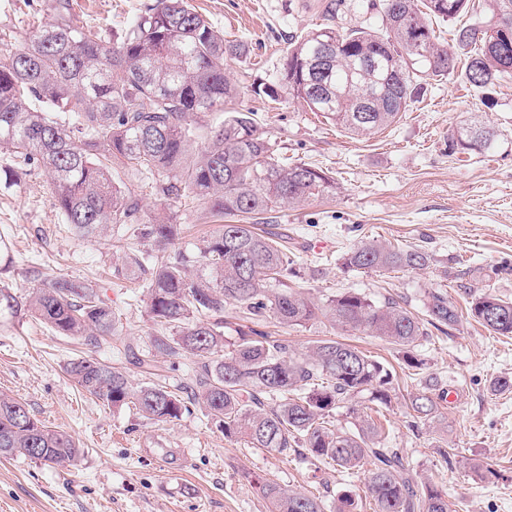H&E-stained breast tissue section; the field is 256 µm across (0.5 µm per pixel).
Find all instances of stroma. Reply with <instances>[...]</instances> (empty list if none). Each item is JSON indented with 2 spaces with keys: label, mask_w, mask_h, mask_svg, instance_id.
Here are the masks:
<instances>
[{
  "label": "stroma",
  "mask_w": 512,
  "mask_h": 512,
  "mask_svg": "<svg viewBox=\"0 0 512 512\" xmlns=\"http://www.w3.org/2000/svg\"><path fill=\"white\" fill-rule=\"evenodd\" d=\"M155 0H70L74 23L103 40L122 33ZM227 40L246 46L227 73L240 89L238 106L253 112L258 130L282 162H305L335 177V197L269 213L272 230L288 231L300 270L297 284L316 295L353 290L374 302L391 297L422 313L426 289L447 291L465 307L464 288L512 297V79L477 89L455 74L428 82L394 125L354 137L302 102L276 104L251 87L275 77L291 39L333 25L345 31L376 23L373 0H189ZM58 0H0V42L16 47L33 20L53 22ZM493 128L492 154H449L452 129L470 119ZM185 228L181 248L193 255L198 239L217 230L204 205L175 204ZM374 239L424 248L436 264L423 271L353 272L342 256ZM150 253L134 236L78 237L59 214L43 170L18 184L0 182V287L24 296L63 276L93 288L120 318L121 335L87 344L62 336L26 312L0 309V393L26 403L31 414L71 435L81 450L74 466L58 469L22 455L0 456V512H268L257 480L332 499L341 488L363 492L365 473H349L314 458L284 457L225 437L200 406L172 423L145 418L80 390L68 362L90 356L121 368L133 387L153 378L135 365L162 328L148 315L138 281L117 270L118 249ZM450 276L441 279L440 264ZM261 330L298 353L315 341L346 343L398 369L387 447L400 449L415 481L444 487L457 512H512V394L495 395L489 382L512 377V338H497L472 320L451 332L432 330L416 349L424 361L414 376L400 367L387 342L342 336L329 323L288 327L267 318ZM450 393L438 419L407 426L406 404L426 375ZM455 449L452 461L442 452Z\"/></svg>",
  "instance_id": "1"
}]
</instances>
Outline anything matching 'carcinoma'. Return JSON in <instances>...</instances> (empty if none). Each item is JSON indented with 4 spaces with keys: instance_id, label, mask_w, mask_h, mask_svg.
<instances>
[{
    "instance_id": "carcinoma-1",
    "label": "carcinoma",
    "mask_w": 512,
    "mask_h": 512,
    "mask_svg": "<svg viewBox=\"0 0 512 512\" xmlns=\"http://www.w3.org/2000/svg\"><path fill=\"white\" fill-rule=\"evenodd\" d=\"M469 0H381V31L341 33L324 26L289 43L279 76L254 93L274 102L282 90L310 111L353 136H370L397 123L421 96L423 81L461 71L465 82L487 88L512 78V0H484L485 24L464 20ZM454 24L448 45L430 17ZM244 46L224 40L187 0H155L125 31L105 43L98 32L73 24L69 0L54 22H35L29 36L0 58V148L17 154V182L35 164L52 185L64 223L93 239L114 224H128L150 243L146 267L138 251L124 252L121 272L143 279L151 318L169 332L151 338L155 356L138 360L144 372L160 370L155 357L196 358L195 391L186 400L154 383L133 388L125 372L95 358H78L68 375L89 395L119 408L134 404L148 419L173 422L200 405L224 431L253 448L281 456L306 454L346 470L370 465L366 497L373 512H456L448 492L415 484L400 450L382 446L383 430L366 413L392 405L395 369L347 343L317 342L299 356L252 326L224 339V306L269 316L286 326L326 320L343 331L377 336L398 347L408 368L424 366L414 352L428 326L454 328L456 305L439 288L425 292L422 318L394 300L376 304L344 291L311 297L293 290L298 277L286 236L246 220L274 208H296L336 195V180L322 168L279 162L251 113L235 107L239 87L227 59ZM225 112L217 127L196 116ZM496 132L478 119L456 127L452 151L486 154ZM162 175L154 186L164 206L147 222L141 207L114 181L112 165ZM184 197L231 218L189 257L173 252L182 239L170 202ZM434 258L419 247L362 240L343 255L353 271L424 270ZM470 316L496 336L512 337V300L468 289ZM0 306L24 310L63 336L92 344L118 335V319L91 288L56 276L27 297L0 289ZM446 398L439 380L409 398L411 421L436 417ZM351 426L333 424L337 410ZM25 456L53 467L74 465L80 449L64 431L35 420L25 403L0 394V456ZM269 512H326L321 497L259 483ZM349 489L336 494L335 512H354Z\"/></svg>"
}]
</instances>
